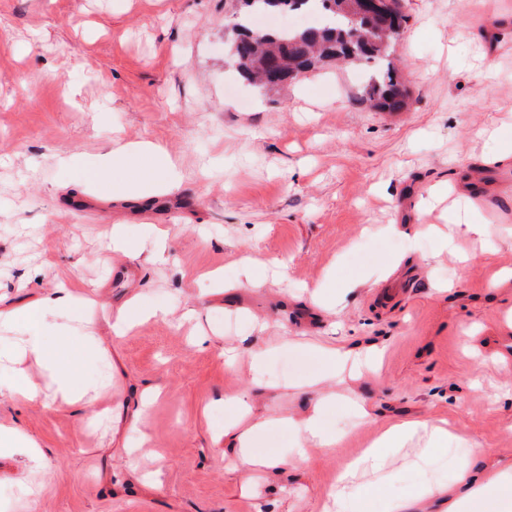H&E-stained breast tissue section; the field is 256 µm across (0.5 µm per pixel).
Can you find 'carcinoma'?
I'll return each mask as SVG.
<instances>
[{
  "mask_svg": "<svg viewBox=\"0 0 512 512\" xmlns=\"http://www.w3.org/2000/svg\"><path fill=\"white\" fill-rule=\"evenodd\" d=\"M238 11L240 21L231 33V61L244 80L266 91H277L298 80V76L314 72L326 65L359 64L375 61L365 92L368 106L379 112L397 114L407 110L410 94L391 57L407 23L401 0H391L392 28L384 30L365 24L356 34L351 20L339 11L323 31L308 32L304 27H276L266 37L249 35L245 20L251 15L250 0ZM329 0H276L289 14L327 9Z\"/></svg>",
  "mask_w": 512,
  "mask_h": 512,
  "instance_id": "obj_1",
  "label": "carcinoma"
}]
</instances>
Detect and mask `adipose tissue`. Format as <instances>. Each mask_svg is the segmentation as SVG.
Wrapping results in <instances>:
<instances>
[{
	"label": "adipose tissue",
	"instance_id": "adipose-tissue-1",
	"mask_svg": "<svg viewBox=\"0 0 512 512\" xmlns=\"http://www.w3.org/2000/svg\"><path fill=\"white\" fill-rule=\"evenodd\" d=\"M64 163L78 169L89 182L111 184L112 198L116 201L146 200L152 189L177 177L168 155L147 143L109 151L95 164L86 163L76 155L66 157ZM74 316L73 298L64 288L56 289L53 295L34 300L8 316L9 322L21 324L23 338L17 352H6V359H13L18 352L41 359L53 386V401L64 404L89 403L98 394L97 385L79 378L66 360L74 344L87 348L99 345L92 331L75 335ZM48 336L53 337L54 346L45 345L44 339ZM314 350L324 368L318 378L306 383L307 389L317 393V399L307 413L298 418L290 414L256 415L247 406L238 420L225 424V437L232 440L239 450L243 491H250L252 487V471L259 468L284 469L289 465L288 459L253 451L251 443L256 431L291 427L297 432L299 445L334 446V436L323 426L324 414L334 397L323 392L322 385L334 380L340 371H359L368 363L370 355L363 349L346 350L324 344L315 345ZM420 426V421L408 420L382 429L368 448L338 475L335 508H342L345 501L354 495L359 496L365 506L374 501L381 492L380 487L375 484L356 486L357 477L384 469L395 454L413 440ZM476 507L481 512H512V469L476 477L471 473L470 459L461 458L456 485L445 487L437 483H422L408 497L386 500L384 512H472Z\"/></svg>",
	"mask_w": 512,
	"mask_h": 512
}]
</instances>
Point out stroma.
Segmentation results:
<instances>
[{
    "instance_id": "35a3bbf8",
    "label": "stroma",
    "mask_w": 512,
    "mask_h": 512,
    "mask_svg": "<svg viewBox=\"0 0 512 512\" xmlns=\"http://www.w3.org/2000/svg\"><path fill=\"white\" fill-rule=\"evenodd\" d=\"M403 6L412 105L390 115L362 103L363 66L277 93L240 79L227 64L231 0H0V310L57 286L90 293L107 350L69 358L106 384L92 405L0 396V425L34 441L51 474L0 457V512H322L344 465L415 416L447 418L457 437L402 449L372 476L386 496L453 483L473 445L485 450L474 475L512 466V279L493 281L512 267V162L498 159L512 151V0ZM119 140L163 147L179 184L116 205L59 162L96 161ZM454 210L485 222L484 238L457 228L440 251L415 234L449 228ZM116 224L137 257L113 251ZM161 235L167 259L155 263ZM249 258L267 267L262 288L241 285ZM133 298L167 317L114 335L113 313ZM202 332L209 343L195 345ZM312 341L383 351L359 379L330 384L335 447L302 454L293 429L254 434V452L291 464L242 495L238 451L217 439L224 396L303 415L317 394L302 383L323 367ZM268 343L279 387L262 392L222 352Z\"/></svg>"
}]
</instances>
